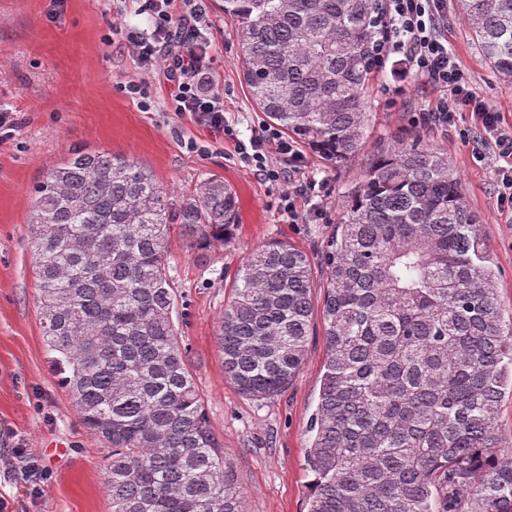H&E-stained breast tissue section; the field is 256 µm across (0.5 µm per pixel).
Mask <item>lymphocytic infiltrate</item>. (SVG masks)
<instances>
[{
  "instance_id": "obj_1",
  "label": "lymphocytic infiltrate",
  "mask_w": 512,
  "mask_h": 512,
  "mask_svg": "<svg viewBox=\"0 0 512 512\" xmlns=\"http://www.w3.org/2000/svg\"><path fill=\"white\" fill-rule=\"evenodd\" d=\"M382 42L377 62L393 55L439 97L428 113L439 125L457 124L462 114L470 122L459 136L474 142L472 157L492 168L498 182L501 210L512 220V122L482 103L469 73L448 46V0H382ZM139 13L150 20L146 29L127 28L121 36L141 68L162 70L171 83L168 111L190 115L202 125L234 138V151L263 180L284 183L286 172H297L304 156L295 141L276 128L262 125L248 140L235 139L224 122V97L211 86L209 0H137ZM276 151L281 163L270 162Z\"/></svg>"
}]
</instances>
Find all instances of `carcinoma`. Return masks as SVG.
Here are the masks:
<instances>
[{
    "label": "carcinoma",
    "instance_id": "1",
    "mask_svg": "<svg viewBox=\"0 0 512 512\" xmlns=\"http://www.w3.org/2000/svg\"><path fill=\"white\" fill-rule=\"evenodd\" d=\"M380 0H224L243 80L271 123L340 167L369 129ZM490 66L512 76V0H458ZM41 325L83 425L112 454L111 512H246L178 341L166 238L229 241L236 193L209 178L175 204L136 161L70 152L33 190ZM325 355L305 469L307 512H512V315L483 218L448 156L398 140L347 195L322 251ZM311 262L252 252L224 308V374L284 392L304 363ZM502 445L512 446V395L505 394L497 417Z\"/></svg>",
    "mask_w": 512,
    "mask_h": 512
}]
</instances>
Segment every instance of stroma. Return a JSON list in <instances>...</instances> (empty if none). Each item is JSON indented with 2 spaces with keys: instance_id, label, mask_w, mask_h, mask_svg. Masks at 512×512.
Listing matches in <instances>:
<instances>
[{
  "instance_id": "stroma-1",
  "label": "stroma",
  "mask_w": 512,
  "mask_h": 512,
  "mask_svg": "<svg viewBox=\"0 0 512 512\" xmlns=\"http://www.w3.org/2000/svg\"><path fill=\"white\" fill-rule=\"evenodd\" d=\"M210 19L213 86L224 93L226 124L245 141L267 118L243 82L240 30L225 15L223 0H210ZM116 25L144 29L149 22L135 0H65L60 7L54 0H0V105L18 118L14 134L0 138V500L13 512H110L103 474L108 449L84 428L47 361L28 244L33 187L80 147L139 162L176 200L209 177L234 189L239 225L230 242L201 258L179 229L170 232L167 263L178 299L179 342L247 512H306L304 460L324 362L321 252L344 195L399 134L446 153L470 207L486 221L498 294L511 309L512 224L500 214L495 176L473 161L471 144L455 129L421 118L437 91L389 60L371 74L363 150L340 167L305 151L294 178L324 182L325 196L320 214L305 210L301 223H289L280 209L282 184L258 177L232 141L190 116L168 112L167 81L142 71L124 48L106 44ZM445 35L480 99L512 114V81L494 72L456 12L448 14ZM130 81L145 84L146 104L122 92ZM191 141L206 146V153L189 151ZM272 241L291 242L311 260L313 334L288 390L255 401L225 378L219 329L237 270ZM26 457L46 466L51 479L39 484L29 477Z\"/></svg>"
}]
</instances>
